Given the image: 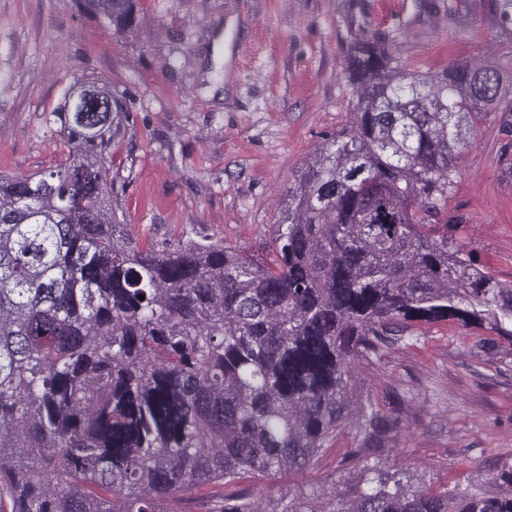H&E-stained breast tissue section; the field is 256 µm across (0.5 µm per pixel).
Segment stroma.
Segmentation results:
<instances>
[{"label":"stroma","instance_id":"obj_1","mask_svg":"<svg viewBox=\"0 0 512 512\" xmlns=\"http://www.w3.org/2000/svg\"><path fill=\"white\" fill-rule=\"evenodd\" d=\"M118 34L78 0H0V174L63 159L46 120L66 83L94 74L134 95L140 119L109 150L118 212L141 242L224 241L271 261L282 201L316 149L350 125L351 28L419 73L454 62L512 72V41L452 0H143ZM445 219L478 265L512 282V98L487 113L456 160ZM354 392L399 412L383 448L349 426L309 469L261 481L272 494L341 483L344 449L436 488L493 491L512 466V343L455 322L421 324L360 359Z\"/></svg>","mask_w":512,"mask_h":512}]
</instances>
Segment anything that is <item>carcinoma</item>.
I'll return each mask as SVG.
<instances>
[{
    "label": "carcinoma",
    "mask_w": 512,
    "mask_h": 512,
    "mask_svg": "<svg viewBox=\"0 0 512 512\" xmlns=\"http://www.w3.org/2000/svg\"><path fill=\"white\" fill-rule=\"evenodd\" d=\"M81 2L117 33L141 11ZM463 4L512 39V0ZM345 73L353 126L288 190L270 263L125 231L106 154L133 99L70 81L50 112L65 161L0 174V512H185L201 488L207 512H512V469L494 495L367 466L344 493L253 499L355 422L366 446L398 427L353 405L355 359L419 323L512 343V284L439 221L466 132L512 80L487 62L408 72L367 36Z\"/></svg>",
    "instance_id": "obj_1"
}]
</instances>
